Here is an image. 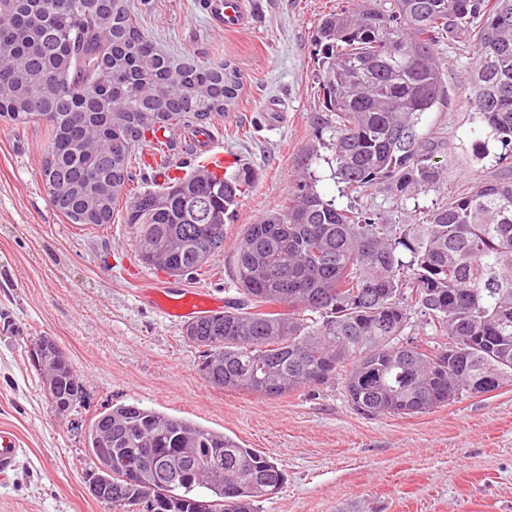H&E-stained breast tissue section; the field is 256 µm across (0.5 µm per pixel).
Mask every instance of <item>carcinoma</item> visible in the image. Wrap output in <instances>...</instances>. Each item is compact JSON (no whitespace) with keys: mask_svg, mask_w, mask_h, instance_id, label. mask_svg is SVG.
Segmentation results:
<instances>
[{"mask_svg":"<svg viewBox=\"0 0 512 512\" xmlns=\"http://www.w3.org/2000/svg\"><path fill=\"white\" fill-rule=\"evenodd\" d=\"M446 39L473 51L467 104L506 148L502 176L415 224H385L318 193L319 148L310 146L288 204L237 244L238 296L183 327L185 342L203 349L209 383L279 398L340 375L357 411L383 416L423 414L512 382V0H357L323 15L314 40L325 111L314 125L330 133L336 177L360 192L382 182L406 196L440 190L438 144L417 126L443 99ZM240 89L228 63L159 52L127 0H0V118H45L42 170L49 190L74 188L60 210L73 224H87L80 209L112 222L132 146L208 127ZM251 185L248 167L227 175L197 166L127 199L142 263L193 278L224 249L225 216ZM414 316L448 342H403ZM28 351L63 358L36 370L53 406L70 410L84 382L66 352L50 336ZM85 444L96 460L92 495L111 512H258L284 482L269 456L137 402L100 412ZM206 454L220 463L200 468ZM144 458L153 469L127 473Z\"/></svg>","mask_w":512,"mask_h":512,"instance_id":"carcinoma-1","label":"carcinoma"}]
</instances>
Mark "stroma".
I'll return each mask as SVG.
<instances>
[{"label":"stroma","mask_w":512,"mask_h":512,"mask_svg":"<svg viewBox=\"0 0 512 512\" xmlns=\"http://www.w3.org/2000/svg\"><path fill=\"white\" fill-rule=\"evenodd\" d=\"M202 0H128L141 30L167 55L188 63L225 61L239 71L236 102L212 120L225 152L255 180L224 224V247L202 274L175 279L139 263L117 206L109 226L69 223L52 207L42 175L44 123L0 119V426L26 448L0 512H109L89 493L96 462L85 430L105 407L140 401L224 433L268 455L284 471L262 512H512V384L418 415L367 417L342 385L269 399L211 385L201 351L147 299L153 285L235 296V246L250 224L285 203L300 157L323 108L313 31L344 0H247L252 26H213ZM444 98L425 113L419 134L437 136L449 173L440 191L399 196L380 186L366 196L339 182L322 149L316 189L336 206L411 224L420 211L476 181L498 176L502 145L473 123L467 106V45L445 43ZM282 105L275 129L257 117ZM56 340L82 374L85 394L58 413L39 387L26 348Z\"/></svg>","instance_id":"35a3bbf8"}]
</instances>
